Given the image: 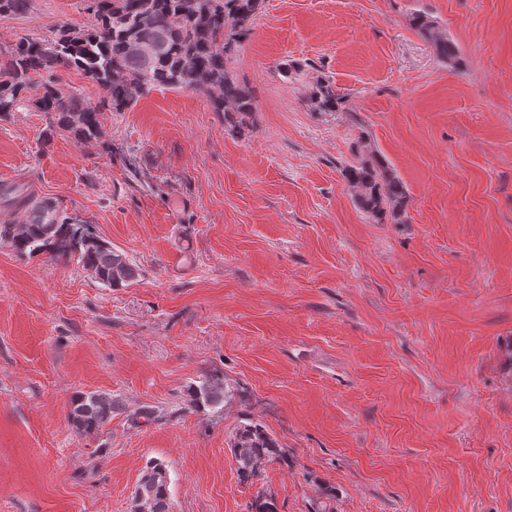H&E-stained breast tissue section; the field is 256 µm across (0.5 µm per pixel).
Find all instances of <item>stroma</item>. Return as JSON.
I'll use <instances>...</instances> for the list:
<instances>
[{
  "label": "stroma",
  "mask_w": 512,
  "mask_h": 512,
  "mask_svg": "<svg viewBox=\"0 0 512 512\" xmlns=\"http://www.w3.org/2000/svg\"><path fill=\"white\" fill-rule=\"evenodd\" d=\"M92 23L31 0L0 48ZM229 67L256 103L241 130L174 89L101 112L89 146L32 107L0 120V185L140 270L111 289L0 244V512H131L155 459L173 512H512V0H264ZM320 80L342 111L308 110ZM369 156L405 223L348 190ZM208 375L230 401L190 409ZM79 392L122 404L99 434L68 422ZM247 418L281 453L245 479ZM410 22L412 26L419 30L422 34L429 35L434 39L435 51L441 59L445 61L455 59V47L450 42H448L447 38H434L433 23L426 15L415 13L411 16ZM344 180L358 205L377 223L390 216L394 224L403 223L407 191L400 179L382 161L362 158L342 171Z\"/></svg>",
  "instance_id": "stroma-1"
}]
</instances>
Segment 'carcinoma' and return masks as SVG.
Here are the masks:
<instances>
[{
	"label": "carcinoma",
	"mask_w": 512,
	"mask_h": 512,
	"mask_svg": "<svg viewBox=\"0 0 512 512\" xmlns=\"http://www.w3.org/2000/svg\"><path fill=\"white\" fill-rule=\"evenodd\" d=\"M264 0H88L96 24L86 30L60 26L54 36H28L0 50V119L30 102L54 117L57 128L82 144L102 137L99 112H122L155 89L205 94L215 112L238 115L246 124L255 111L250 90L226 61L252 32ZM30 0H0V15L28 11ZM64 69L80 70L98 83L105 97L96 105L63 91L59 79L43 78ZM313 112H337L340 96L326 81L307 93ZM358 205L377 223L391 218L403 223L407 191L382 161L363 158L342 171ZM0 197L23 213L19 224H0V243L21 255L46 254L51 260H77L109 288H124L138 277L134 263L80 224L50 198H37L18 188L0 187ZM194 409L225 403L219 378L207 376L187 389ZM121 410L118 400L95 392H78L70 402L68 420L81 436L99 433ZM231 451L241 477L250 478L279 456L277 441L252 420L240 425ZM147 512H172L168 469L157 460L144 471Z\"/></svg>",
	"instance_id": "cac0c4a2"
}]
</instances>
